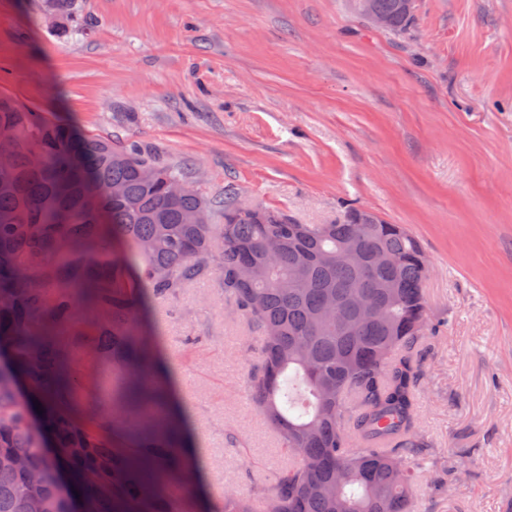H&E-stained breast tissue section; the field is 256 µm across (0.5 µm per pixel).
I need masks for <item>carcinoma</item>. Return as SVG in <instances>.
I'll return each mask as SVG.
<instances>
[{
  "mask_svg": "<svg viewBox=\"0 0 512 512\" xmlns=\"http://www.w3.org/2000/svg\"><path fill=\"white\" fill-rule=\"evenodd\" d=\"M387 31L412 20L409 0H370ZM57 35L77 0H52ZM0 457L29 469L0 480V512H193L192 459L165 414L154 333L144 316L189 286L217 284L224 306L261 342L249 373L256 410L293 458L269 485L224 492L206 512H413L423 489L418 447L420 363L429 335L424 251L400 224L345 209L334 224H294L271 208L215 200L186 171L139 143L81 133L0 93ZM156 175L145 178L141 169ZM184 184L171 195V183ZM275 213L270 223L262 213ZM356 242L359 263L342 258ZM383 252L393 263L375 260ZM377 312L360 315L358 300ZM96 319L89 349L112 360L123 413L76 408L78 324ZM43 413H38L36 404ZM65 467L70 492H58ZM48 478L31 483L30 470Z\"/></svg>",
  "mask_w": 512,
  "mask_h": 512,
  "instance_id": "carcinoma-1",
  "label": "carcinoma"
}]
</instances>
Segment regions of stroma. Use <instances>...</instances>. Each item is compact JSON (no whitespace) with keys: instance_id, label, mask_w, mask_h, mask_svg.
<instances>
[{"instance_id":"obj_1","label":"stroma","mask_w":512,"mask_h":512,"mask_svg":"<svg viewBox=\"0 0 512 512\" xmlns=\"http://www.w3.org/2000/svg\"><path fill=\"white\" fill-rule=\"evenodd\" d=\"M349 0H81L59 38L41 0H0V93L135 140L203 194L331 224L347 202L406 225L427 257L417 512H512V0H415L391 35ZM214 282L154 304L161 361L207 497L289 464L248 400L260 360ZM204 337L189 347L185 337ZM79 401L114 405L112 363Z\"/></svg>"}]
</instances>
